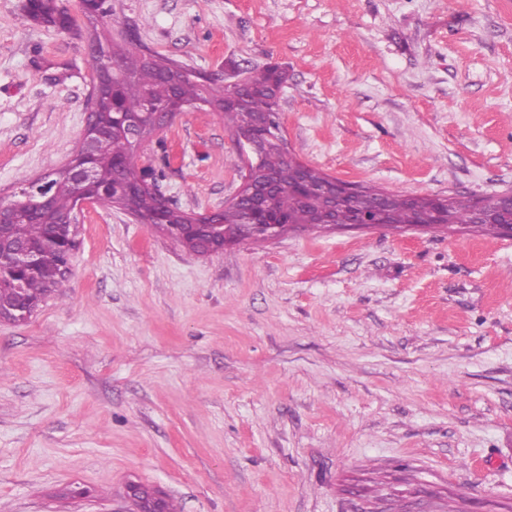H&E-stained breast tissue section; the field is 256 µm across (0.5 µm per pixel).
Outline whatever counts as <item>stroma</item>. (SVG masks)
Here are the masks:
<instances>
[{
    "mask_svg": "<svg viewBox=\"0 0 512 512\" xmlns=\"http://www.w3.org/2000/svg\"><path fill=\"white\" fill-rule=\"evenodd\" d=\"M72 31L0 0V200L63 165L92 40L209 76L279 64L301 161L397 194L512 190V0H109ZM137 163L185 212L244 161L190 109ZM64 287L0 320V512H512V237L291 229L188 256L117 208ZM75 484L89 490L72 499Z\"/></svg>",
    "mask_w": 512,
    "mask_h": 512,
    "instance_id": "1",
    "label": "stroma"
}]
</instances>
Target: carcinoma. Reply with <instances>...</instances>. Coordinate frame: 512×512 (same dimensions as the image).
I'll use <instances>...</instances> for the list:
<instances>
[{
    "label": "carcinoma",
    "mask_w": 512,
    "mask_h": 512,
    "mask_svg": "<svg viewBox=\"0 0 512 512\" xmlns=\"http://www.w3.org/2000/svg\"><path fill=\"white\" fill-rule=\"evenodd\" d=\"M26 16L33 23L65 30L72 25L69 14L55 0H31ZM120 79L112 90L101 97V112H140L151 103L164 106L176 98L183 103L194 104L207 98L213 102V109L223 113L224 123L238 133L256 121H265L261 131L272 133L280 129L278 117L279 101L287 81L286 69L270 65L248 71L247 81L242 85L224 86L222 95L211 93L190 71L166 74L161 66L135 51L114 50ZM96 175L102 184L113 179L115 161L127 157L132 162V174L139 176L144 168L137 165L135 147L131 141L120 135H103L95 142ZM260 169L273 176L277 186L271 196L273 209L297 227L314 229L317 224L310 218L311 205L303 201L295 190L301 164L285 158L273 147L266 150L260 162ZM50 202L41 219L28 224H12L8 235L34 245L40 258L32 268L14 265L3 258V274L0 275V311L6 314H22L33 304H41L51 294L64 297L65 292L57 287L61 269L70 265L73 249L69 246L61 222L72 213L73 195L64 186L53 188L49 193ZM444 207L434 204L432 196L394 194L388 202L386 223L400 228L409 224H450L471 225L474 223L476 208L481 203H497V195L480 197L462 196L443 198ZM137 210L144 216L154 214L158 208L155 194L149 190L135 195ZM220 220L224 235L239 243L252 238V232L244 223V213L238 205L224 208Z\"/></svg>",
    "instance_id": "1"
}]
</instances>
